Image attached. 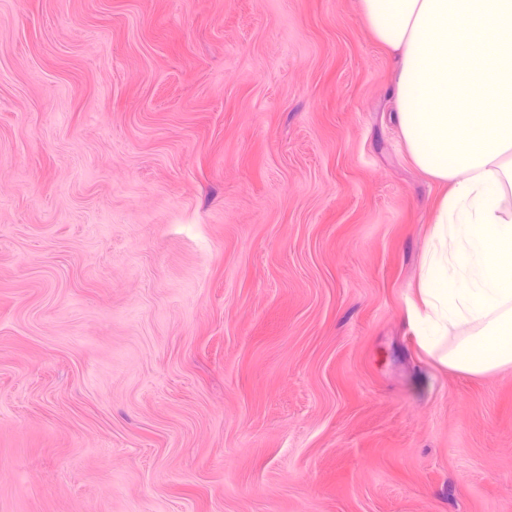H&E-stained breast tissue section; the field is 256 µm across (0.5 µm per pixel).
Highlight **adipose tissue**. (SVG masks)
<instances>
[{
  "label": "adipose tissue",
  "mask_w": 512,
  "mask_h": 512,
  "mask_svg": "<svg viewBox=\"0 0 512 512\" xmlns=\"http://www.w3.org/2000/svg\"><path fill=\"white\" fill-rule=\"evenodd\" d=\"M397 63V121L415 165L446 191L419 291L420 340L440 364L512 366V0H360Z\"/></svg>",
  "instance_id": "obj_1"
}]
</instances>
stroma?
I'll return each instance as SVG.
<instances>
[{
	"mask_svg": "<svg viewBox=\"0 0 512 512\" xmlns=\"http://www.w3.org/2000/svg\"><path fill=\"white\" fill-rule=\"evenodd\" d=\"M395 78L359 0H0V512H512Z\"/></svg>",
	"mask_w": 512,
	"mask_h": 512,
	"instance_id": "stroma-1",
	"label": "stroma"
}]
</instances>
